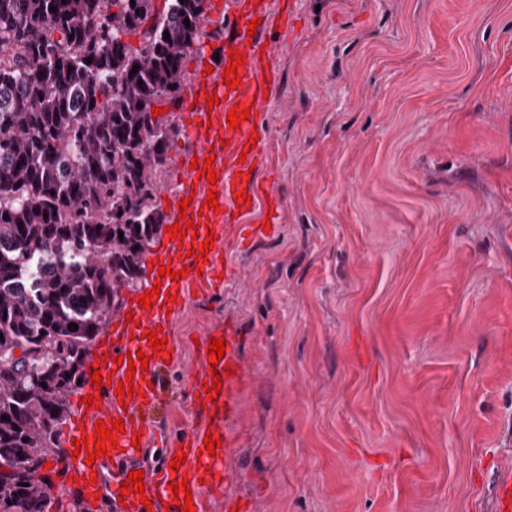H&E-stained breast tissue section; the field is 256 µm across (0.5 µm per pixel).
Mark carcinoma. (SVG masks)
Segmentation results:
<instances>
[{"label": "carcinoma", "mask_w": 512, "mask_h": 512, "mask_svg": "<svg viewBox=\"0 0 512 512\" xmlns=\"http://www.w3.org/2000/svg\"><path fill=\"white\" fill-rule=\"evenodd\" d=\"M101 3L0 0V512H50L67 397L166 222L181 130L152 109L202 42L205 0Z\"/></svg>", "instance_id": "obj_1"}]
</instances>
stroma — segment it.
Here are the masks:
<instances>
[{
    "label": "stroma",
    "instance_id": "1",
    "mask_svg": "<svg viewBox=\"0 0 512 512\" xmlns=\"http://www.w3.org/2000/svg\"><path fill=\"white\" fill-rule=\"evenodd\" d=\"M280 230L174 318L154 418H199L195 341L246 367L245 512H495L512 469V0H271Z\"/></svg>",
    "mask_w": 512,
    "mask_h": 512
}]
</instances>
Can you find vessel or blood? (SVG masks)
Instances as JSON below:
<instances>
[{
  "label": "vessel or blood",
  "mask_w": 512,
  "mask_h": 512,
  "mask_svg": "<svg viewBox=\"0 0 512 512\" xmlns=\"http://www.w3.org/2000/svg\"><path fill=\"white\" fill-rule=\"evenodd\" d=\"M226 12L235 17L232 45L245 54V63L239 66L237 75L241 84L227 88L223 81L225 62H213L211 57H200L196 63L194 96L195 107H184L180 124L191 149L180 155L179 169L185 178L183 196L189 197L187 216L191 219L207 218L215 233V242L208 252V261L196 265L190 253L199 249V241L184 237L182 242L172 241L168 234H161L154 246V254L161 265L172 270H186V277H161V295L151 308L139 306L135 293H128L120 309L112 315L109 340L95 349L99 357L113 358L120 355L148 356L147 368L128 370L118 366L110 383L94 388V395L101 402L91 409L80 410L67 426V452L63 454V470L67 483L60 487L63 497L76 498L93 508L94 512H183L181 505L172 501L171 483L188 481L193 512H208L211 498L224 499L226 512H232L236 499L227 497V487L236 480L238 472L228 462V454L234 446V436L229 428L237 413L235 393L244 381V361L239 352L238 329L232 322L210 326L198 345L202 369L190 376L193 399L207 413V422L194 426L177 441L156 434L149 417L161 403V391L155 387L157 370L164 365V355L155 354L144 338L146 330L169 328L174 312L182 310L188 288L201 292L221 288L224 280L235 277L237 270L228 263L220 262L221 252L248 249L254 241L273 237L275 228H263L259 224L245 223L246 205L233 199V184H246L247 195L252 201H265L268 208L279 209L280 202L268 179H258V171L267 167L269 158L268 138L263 126L262 107L270 92L279 84L277 55L266 33L271 28L283 31L291 28V11L271 12L267 0H225ZM255 25V32H248V25ZM217 95L219 102L209 105V95ZM250 110L247 121L237 128L228 125V113L235 107ZM213 157L220 173L216 182L198 176L192 169V161H205ZM219 193L218 209L208 208L206 199L209 189ZM225 341V353L216 370H209L207 354L211 338ZM221 374L222 391L218 398L207 399L204 385L211 382L213 374ZM132 379L134 394L128 402H121L117 387L121 381ZM122 420L124 432L118 435L116 449L106 451L96 458L93 465H86L84 457L74 456L75 439H95L97 427H110L113 420ZM220 438L221 445L214 453H207L206 436ZM139 439V446H132V439ZM186 460L179 468L170 463L178 455ZM140 470L143 494L122 492L123 482L130 472ZM96 476V484H87V476Z\"/></svg>",
  "instance_id": "1"
}]
</instances>
